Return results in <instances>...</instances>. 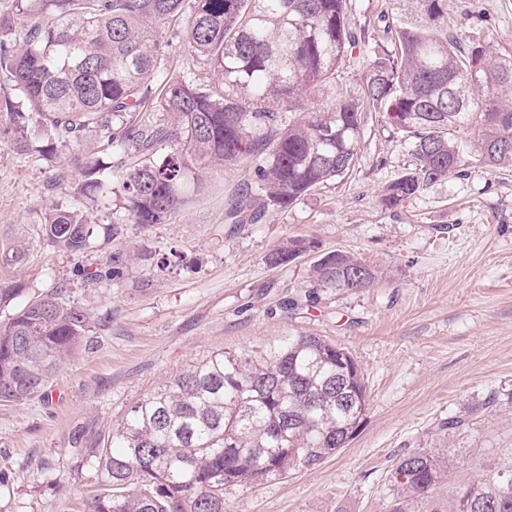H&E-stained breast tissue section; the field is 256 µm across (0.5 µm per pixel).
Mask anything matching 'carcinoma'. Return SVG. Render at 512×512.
I'll return each instance as SVG.
<instances>
[{"label": "carcinoma", "mask_w": 512, "mask_h": 512, "mask_svg": "<svg viewBox=\"0 0 512 512\" xmlns=\"http://www.w3.org/2000/svg\"><path fill=\"white\" fill-rule=\"evenodd\" d=\"M350 2L13 0L0 14V124L16 150L65 158L77 172L71 204L46 218L52 246L81 255L100 232L112 253L83 277L123 280L128 229L164 223L224 165L251 172L225 223H252L257 204L286 210L354 167L366 111L412 138L413 163L380 196L387 209L467 175L471 158L512 169V52L492 57L461 39L448 27L447 0H408L406 20L369 50L362 97H338L327 112L310 105L367 34L349 27ZM184 14L185 49L207 81L165 67L163 34ZM89 132L96 146L86 152ZM108 208L112 223L99 229L83 214ZM312 247L290 240L267 263L285 266ZM26 260L23 248L0 249V267ZM382 277L339 249L310 269L312 287L324 290L356 292ZM21 292L0 279L1 306ZM62 293L27 302L0 326V402L39 395L87 336V314ZM367 409L357 362L320 336L219 349L132 404L93 449L100 491L88 512H224L225 488L319 464L358 432ZM511 410L512 393L492 392L442 427L448 440H464ZM460 463L454 448L399 457L387 512H512V447L485 449L478 474L443 494Z\"/></svg>", "instance_id": "carcinoma-1"}]
</instances>
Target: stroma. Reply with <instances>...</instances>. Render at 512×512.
<instances>
[{"label":"stroma","mask_w":512,"mask_h":512,"mask_svg":"<svg viewBox=\"0 0 512 512\" xmlns=\"http://www.w3.org/2000/svg\"><path fill=\"white\" fill-rule=\"evenodd\" d=\"M404 14L402 0H353L348 23L377 39L387 18ZM448 19L465 39L512 50V0H448ZM367 71L354 48L316 108L328 109L340 92L358 95ZM411 151L410 138L367 113L353 170L234 233L224 208L250 174L210 171L204 191L165 223L129 231L136 260L124 282L89 285L81 270L104 262L111 242L72 255L43 235L53 204L70 203L74 173L21 157L0 133V245L29 253L24 267H0V278L23 288L0 308V323L60 285L65 302L91 322L42 395L0 404V512H85L97 480L82 452L100 447L128 406L213 351L289 332L349 351L369 409L356 437L319 465L225 488L224 512H386L395 459L447 447L439 426L449 414L491 392H512V170L474 163L467 175L386 209L379 198L412 163ZM291 238L316 247L291 264L269 265L268 254ZM336 249L384 277L356 293L313 291L312 265ZM509 445L511 414L463 442L471 459Z\"/></svg>","instance_id":"obj_1"}]
</instances>
